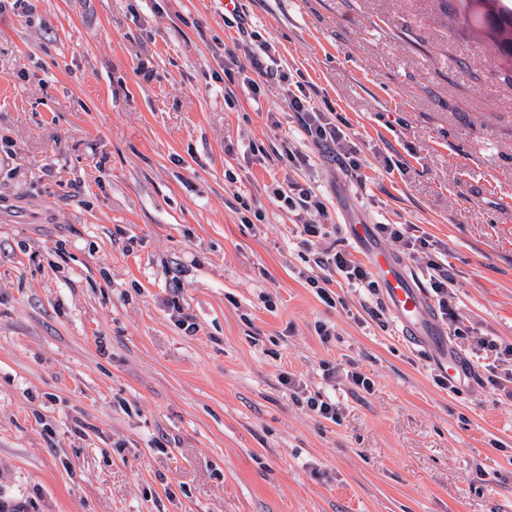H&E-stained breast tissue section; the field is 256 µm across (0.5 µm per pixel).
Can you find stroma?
I'll return each mask as SVG.
<instances>
[{
  "instance_id": "1",
  "label": "stroma",
  "mask_w": 512,
  "mask_h": 512,
  "mask_svg": "<svg viewBox=\"0 0 512 512\" xmlns=\"http://www.w3.org/2000/svg\"><path fill=\"white\" fill-rule=\"evenodd\" d=\"M289 181L323 213L276 201ZM352 224L426 240L375 241L421 285L448 269L453 386L382 288L317 266L365 262ZM487 342L512 345V83L434 0H0V512H512ZM308 102L305 95L301 97L288 90V104L293 112L301 115L308 136L317 143L339 144L345 139L344 131L326 115V112L315 110L307 105ZM401 224H377L376 230L383 236L404 241V244L407 246V253L410 257L415 256V253L419 251V248H423L422 245H425L426 241L420 240V243H417V240L412 238H405L406 231L401 227ZM305 403L307 409L313 414L334 423L338 422L339 409L336 402H333L331 399L324 398L320 393H314L313 396L305 397Z\"/></svg>"
}]
</instances>
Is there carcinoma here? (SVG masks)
<instances>
[{
    "instance_id": "1",
    "label": "carcinoma",
    "mask_w": 512,
    "mask_h": 512,
    "mask_svg": "<svg viewBox=\"0 0 512 512\" xmlns=\"http://www.w3.org/2000/svg\"><path fill=\"white\" fill-rule=\"evenodd\" d=\"M443 18L453 16L456 23L489 41L505 70L512 78V5L508 0H435Z\"/></svg>"
}]
</instances>
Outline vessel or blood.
Returning a JSON list of instances; mask_svg holds the SVG:
<instances>
[{
  "instance_id": "obj_1",
  "label": "vessel or blood",
  "mask_w": 512,
  "mask_h": 512,
  "mask_svg": "<svg viewBox=\"0 0 512 512\" xmlns=\"http://www.w3.org/2000/svg\"><path fill=\"white\" fill-rule=\"evenodd\" d=\"M368 263L409 340L416 341L425 336L428 300L424 290L414 285L412 276L401 270L396 260L387 252L371 251Z\"/></svg>"
}]
</instances>
